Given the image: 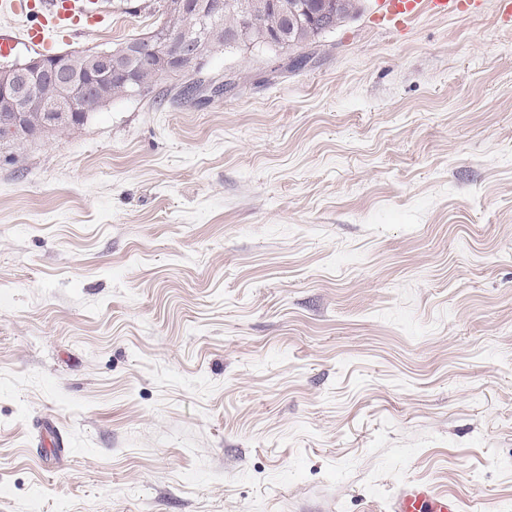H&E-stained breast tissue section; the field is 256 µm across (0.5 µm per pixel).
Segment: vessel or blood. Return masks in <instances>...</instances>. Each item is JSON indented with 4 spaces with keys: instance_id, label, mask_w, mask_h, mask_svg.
<instances>
[{
    "instance_id": "obj_1",
    "label": "vessel or blood",
    "mask_w": 512,
    "mask_h": 512,
    "mask_svg": "<svg viewBox=\"0 0 512 512\" xmlns=\"http://www.w3.org/2000/svg\"><path fill=\"white\" fill-rule=\"evenodd\" d=\"M374 22L377 26L402 32L424 15L479 14L484 0H376ZM12 13L20 19L36 16L26 36L34 44L49 46L54 38L66 35L82 25L97 23L99 12L91 0H12ZM389 512H465L463 500L432 484L402 481L390 498Z\"/></svg>"
}]
</instances>
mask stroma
Masks as SVG:
<instances>
[{
	"mask_svg": "<svg viewBox=\"0 0 512 512\" xmlns=\"http://www.w3.org/2000/svg\"><path fill=\"white\" fill-rule=\"evenodd\" d=\"M375 7L0 149V512H512V26ZM389 512H464V501L449 491L417 480L402 481L388 501Z\"/></svg>",
	"mask_w": 512,
	"mask_h": 512,
	"instance_id": "35a3bbf8",
	"label": "stroma"
}]
</instances>
